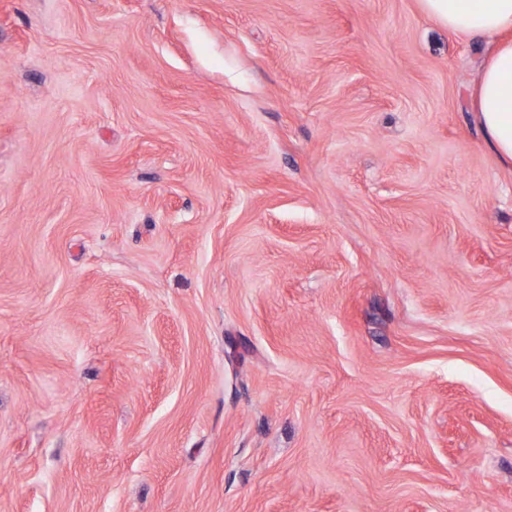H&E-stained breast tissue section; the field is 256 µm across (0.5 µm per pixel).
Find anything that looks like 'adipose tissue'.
Masks as SVG:
<instances>
[{"instance_id": "obj_1", "label": "adipose tissue", "mask_w": 512, "mask_h": 512, "mask_svg": "<svg viewBox=\"0 0 512 512\" xmlns=\"http://www.w3.org/2000/svg\"><path fill=\"white\" fill-rule=\"evenodd\" d=\"M440 25L492 43L470 92L473 117L489 149L512 166V0H421Z\"/></svg>"}]
</instances>
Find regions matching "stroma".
<instances>
[{
    "label": "stroma",
    "instance_id": "stroma-1",
    "mask_svg": "<svg viewBox=\"0 0 512 512\" xmlns=\"http://www.w3.org/2000/svg\"><path fill=\"white\" fill-rule=\"evenodd\" d=\"M420 0H0V512H512V168Z\"/></svg>",
    "mask_w": 512,
    "mask_h": 512
}]
</instances>
